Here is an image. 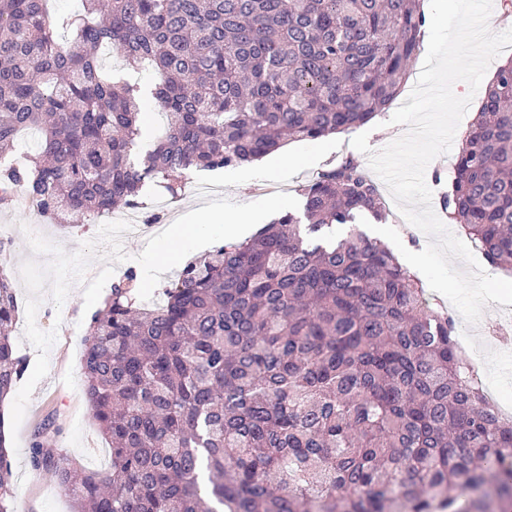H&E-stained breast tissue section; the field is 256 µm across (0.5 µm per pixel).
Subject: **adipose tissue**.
<instances>
[{
    "label": "adipose tissue",
    "instance_id": "adipose-tissue-1",
    "mask_svg": "<svg viewBox=\"0 0 512 512\" xmlns=\"http://www.w3.org/2000/svg\"><path fill=\"white\" fill-rule=\"evenodd\" d=\"M260 221L256 213L198 211L191 223L170 225L161 249L143 252L138 268L139 277L144 285H151L161 266L179 260L186 248H207L216 235L231 241L243 238L249 225Z\"/></svg>",
    "mask_w": 512,
    "mask_h": 512
}]
</instances>
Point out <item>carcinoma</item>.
Instances as JSON below:
<instances>
[{
  "mask_svg": "<svg viewBox=\"0 0 512 512\" xmlns=\"http://www.w3.org/2000/svg\"><path fill=\"white\" fill-rule=\"evenodd\" d=\"M0 0V203L96 219L146 181L235 168L290 140L369 122L401 93L421 0ZM71 41L58 38L59 25ZM150 66L166 127L143 161L141 94L102 52ZM40 134L14 159L18 137ZM302 211L190 259L147 305L128 270L81 338L106 472L47 437L30 462L72 512H508L512 420L467 369L451 316L356 219L385 203L347 156L301 187ZM448 220L512 274V60L462 141ZM347 225L332 242V225ZM0 269V400L27 369ZM0 512H17L0 415Z\"/></svg>",
  "mask_w": 512,
  "mask_h": 512,
  "instance_id": "cac0c4a2",
  "label": "carcinoma"
}]
</instances>
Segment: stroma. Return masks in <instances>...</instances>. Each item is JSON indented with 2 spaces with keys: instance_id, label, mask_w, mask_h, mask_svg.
I'll return each instance as SVG.
<instances>
[{
  "instance_id": "stroma-1",
  "label": "stroma",
  "mask_w": 512,
  "mask_h": 512,
  "mask_svg": "<svg viewBox=\"0 0 512 512\" xmlns=\"http://www.w3.org/2000/svg\"><path fill=\"white\" fill-rule=\"evenodd\" d=\"M476 115V107H469L449 152L426 168L425 181L432 191L434 212L442 210V197L454 179L455 158ZM350 141L346 132L337 135L332 143L324 137L301 141L308 159L292 168L281 166L277 154L272 153L263 167L245 164L190 174L182 196L167 209L166 221L178 224L190 220L203 208L252 209L267 223L282 212H300L303 199L298 188L311 180L314 172L350 154L361 164H368L367 154L355 152ZM201 184L217 186L218 194L196 195L194 188ZM125 212V207L120 206L86 224L73 215L65 229L41 217L26 201L0 207V240L8 244L7 267L19 302L13 336L19 352L29 360L12 402L0 410L5 416L20 512L72 510L69 497L59 493L52 478L37 473L30 464V444L44 421H53L57 447L67 451L78 465L92 471L110 467L111 452L92 420L83 394L80 340L96 309L90 277L102 276L107 268L118 276L126 268L136 267L141 252L156 240L147 231L124 238L120 249L109 248L103 226Z\"/></svg>"
}]
</instances>
